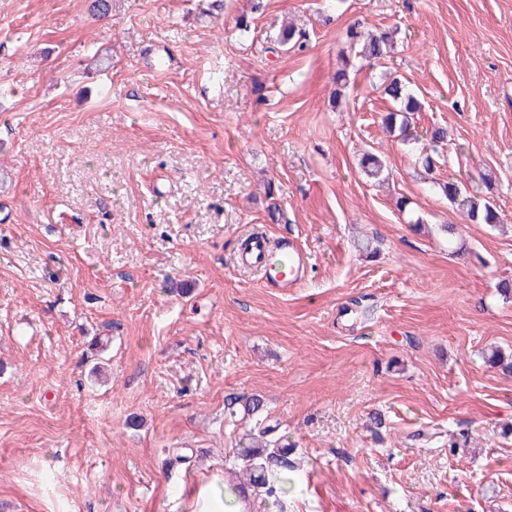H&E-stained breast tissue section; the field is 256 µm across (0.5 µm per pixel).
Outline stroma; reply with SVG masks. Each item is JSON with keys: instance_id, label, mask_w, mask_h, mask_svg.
Segmentation results:
<instances>
[{"instance_id": "35a3bbf8", "label": "stroma", "mask_w": 512, "mask_h": 512, "mask_svg": "<svg viewBox=\"0 0 512 512\" xmlns=\"http://www.w3.org/2000/svg\"><path fill=\"white\" fill-rule=\"evenodd\" d=\"M208 2L0 0V512H192L258 424L297 468L250 512H512V0ZM390 71L448 131L433 171L382 128ZM478 172L499 228L435 186ZM253 230L306 251L298 288L235 267ZM359 24H353L348 31L350 48L355 51V57L365 61L367 65L374 66L380 63L391 53L394 44L395 31H385L379 34L361 31ZM358 46V50H356ZM358 165L360 172L369 180H379L389 175V173L386 174L387 168L384 161L373 153H364Z\"/></svg>"}]
</instances>
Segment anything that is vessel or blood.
<instances>
[{"instance_id": "obj_1", "label": "vessel or blood", "mask_w": 512, "mask_h": 512, "mask_svg": "<svg viewBox=\"0 0 512 512\" xmlns=\"http://www.w3.org/2000/svg\"><path fill=\"white\" fill-rule=\"evenodd\" d=\"M240 267L261 273L265 285L288 289L300 284L308 269V256L292 239L270 240L253 235L237 259Z\"/></svg>"}]
</instances>
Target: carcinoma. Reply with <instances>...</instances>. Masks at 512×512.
Wrapping results in <instances>:
<instances>
[{
  "mask_svg": "<svg viewBox=\"0 0 512 512\" xmlns=\"http://www.w3.org/2000/svg\"><path fill=\"white\" fill-rule=\"evenodd\" d=\"M350 48L355 56L373 66L380 63L391 53L394 44V32L379 34L365 33L358 25L349 28ZM303 33L292 25L282 26L275 42L286 47L302 46ZM383 93L392 101L393 109L382 116L386 129L397 139L412 144L419 140L412 121V116L421 111L419 100L409 91L406 83L397 75H391L383 83ZM429 153L421 157L422 166L430 171L434 167L433 155L438 153L439 144L447 141V131L436 128L430 133ZM360 172L369 180L387 177L384 161L373 153H365L359 160ZM484 190L476 193L460 181H447L438 184L442 195L448 203L465 211L474 224H486L496 227L501 223V216L491 197V186L486 177H480ZM240 406L243 414L254 416L261 412L264 401L257 395L235 397L227 403V409L234 410ZM237 459L241 461L243 484L253 488L256 495L278 497L284 493L283 485L288 480V473L295 468L291 459L292 448L281 445L267 438V431L251 430L246 433L244 441L235 449Z\"/></svg>",
  "mask_w": 512,
  "mask_h": 512,
  "instance_id": "carcinoma-1",
  "label": "carcinoma"
}]
</instances>
